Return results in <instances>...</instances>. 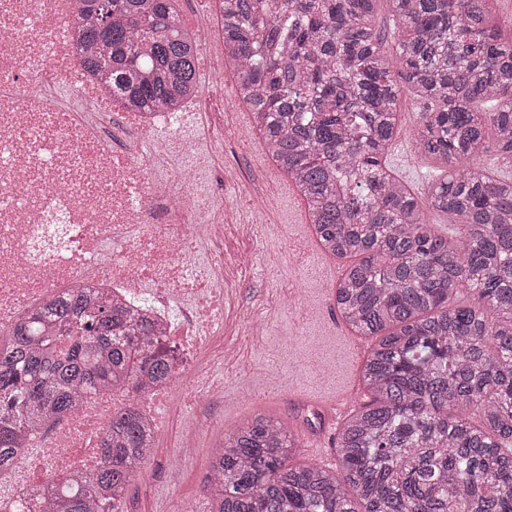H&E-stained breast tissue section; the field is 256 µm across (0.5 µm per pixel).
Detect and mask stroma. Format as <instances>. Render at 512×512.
I'll use <instances>...</instances> for the list:
<instances>
[{"label":"stroma","mask_w":512,"mask_h":512,"mask_svg":"<svg viewBox=\"0 0 512 512\" xmlns=\"http://www.w3.org/2000/svg\"><path fill=\"white\" fill-rule=\"evenodd\" d=\"M197 97L223 99L224 105L197 119L194 129H214L218 142L211 180L223 170L237 172L225 185L223 211L216 215L224 234L207 244L224 254V340L238 355L224 363V391L210 402L164 414L153 457L137 473L121 512H176L201 507V488L211 452L225 433L262 414L302 424L324 392L360 371L371 338L357 340L331 302L322 300V269L335 265L312 240L307 204L292 182L272 163L252 133V116L238 97L237 79L225 71L223 86L200 74ZM422 103L410 86L399 101L400 134L389 156V171L418 200L446 175L445 163L427 164L412 143ZM265 228L255 232L253 219ZM204 422L189 459L175 457L182 429Z\"/></svg>","instance_id":"1"}]
</instances>
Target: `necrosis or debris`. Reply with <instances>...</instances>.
Masks as SVG:
<instances>
[{
  "label": "necrosis or debris",
  "instance_id": "4bbe7bcc",
  "mask_svg": "<svg viewBox=\"0 0 512 512\" xmlns=\"http://www.w3.org/2000/svg\"><path fill=\"white\" fill-rule=\"evenodd\" d=\"M74 0H0V337L69 290L103 289L148 312L177 359L183 405L211 401L224 380H198L200 354L224 321V257L191 255L223 232L212 218L208 138L181 133L188 112H130L83 71ZM174 179L157 176L170 158ZM109 396L85 402L11 472L26 499L65 468L93 466Z\"/></svg>",
  "mask_w": 512,
  "mask_h": 512
}]
</instances>
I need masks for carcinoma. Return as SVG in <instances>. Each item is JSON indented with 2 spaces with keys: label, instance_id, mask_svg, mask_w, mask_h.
Segmentation results:
<instances>
[{
  "label": "carcinoma",
  "instance_id": "1",
  "mask_svg": "<svg viewBox=\"0 0 512 512\" xmlns=\"http://www.w3.org/2000/svg\"><path fill=\"white\" fill-rule=\"evenodd\" d=\"M375 2L222 0L224 65L306 196L315 241L351 260L339 314L376 343L362 370L373 400L338 432L340 472L287 464L299 433L259 415L213 449L209 512H512V181L481 166L490 131L512 163V30L490 21L495 0H391L388 55ZM175 3L78 0L88 68L133 112L195 96L198 38ZM403 81L424 101L421 155L468 163L428 192L467 228L452 247L387 172ZM173 372L147 316L87 291L54 299L0 348V471L87 400L133 398ZM154 442L134 403L117 406L94 470L48 484L43 512H117Z\"/></svg>",
  "mask_w": 512,
  "mask_h": 512
}]
</instances>
